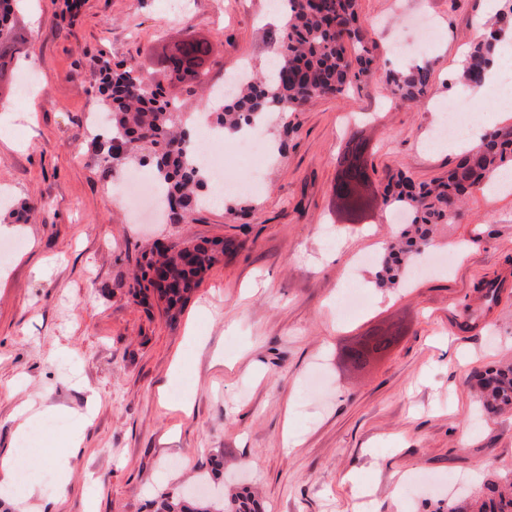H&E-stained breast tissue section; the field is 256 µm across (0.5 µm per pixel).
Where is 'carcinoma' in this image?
<instances>
[{"instance_id":"obj_1","label":"carcinoma","mask_w":512,"mask_h":512,"mask_svg":"<svg viewBox=\"0 0 512 512\" xmlns=\"http://www.w3.org/2000/svg\"><path fill=\"white\" fill-rule=\"evenodd\" d=\"M21 0H0V83L16 88L22 38L17 30V12ZM512 27V0L488 20L483 32L471 45L461 64L460 78L469 85L483 81L496 54L501 33ZM280 60L274 78L255 75L240 83L234 93L217 106L206 100L208 118L214 127L235 132L257 126L262 115L295 112L311 99L342 95L371 70L373 58L364 44L357 12V0H286L284 22L280 30ZM198 56L205 66L189 78L198 86L206 83L210 47L204 41L191 40L163 56L159 73L171 79L182 60ZM99 102L106 112L104 130L94 136V144L107 168L114 171L129 162L151 168L155 183L164 192V207L175 204L180 212L168 219L178 223L199 204L197 190L208 185L209 170L192 148L190 124L195 117L180 111L166 99L162 83L150 88L134 69L106 59L98 67ZM391 92L408 102L420 101L432 84L430 62L387 74ZM366 143L351 138L337 158L338 176L332 193L338 207L349 216V223L367 206L370 174L364 161ZM512 167V124L494 129L481 143L468 150L448 171L447 179L435 183H414L397 172L384 187L388 205L414 214L413 232L403 235L399 247H390L383 256L386 278L380 285L393 283L396 271L411 255L422 253L432 241L433 226L448 224L455 216L460 199L472 189L486 186L491 174ZM233 239L196 243L190 256L179 245L146 257L140 274L134 277L133 297L148 299V292L165 302L166 313L181 309L203 275L226 254L236 251ZM163 266L170 274L164 287L150 289L151 272ZM399 330L378 329L361 344L350 349L352 364L361 366L373 354L388 350ZM469 381L479 394L483 411L497 415L512 411V364H501L474 373ZM155 512H259L260 502L243 489L227 500L191 499L174 491L158 494ZM448 512H512V470L494 473L481 487L466 496L448 502Z\"/></svg>"}]
</instances>
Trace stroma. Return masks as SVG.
Returning <instances> with one entry per match:
<instances>
[{
    "label": "stroma",
    "instance_id": "stroma-1",
    "mask_svg": "<svg viewBox=\"0 0 512 512\" xmlns=\"http://www.w3.org/2000/svg\"><path fill=\"white\" fill-rule=\"evenodd\" d=\"M25 0V55L40 94L11 96L0 132V187L42 203L34 222L0 234V454L21 449L19 406L48 410L35 429L27 479L36 494L11 512H152L167 487L192 486L210 461L242 484L263 512H448L459 483L512 466V414L480 418L472 373L512 359V192L473 190L434 252L444 270L377 285L380 254L400 230L375 197L361 223H344L331 188L336 158L355 135L369 143L375 185L396 172L429 182L458 152L426 143L428 100L393 95L390 70L407 69L396 44H415L409 14L431 18L430 98L448 100L476 40L487 0H358L371 73L342 96L318 97L266 126L279 154L262 163L247 216L201 207L181 224L134 217L120 185L129 164L106 171L86 123L96 109V58L157 77L167 43L207 39L210 83L241 63L258 65L276 44L281 17L267 0ZM231 238L183 310L168 316L130 293L136 259L154 245ZM370 298L342 318L351 282ZM493 282L496 300L482 286ZM400 322L404 336L362 368L344 352L375 328ZM183 392L169 390L176 367ZM81 445L72 449L70 437ZM68 457L60 486L48 457Z\"/></svg>",
    "mask_w": 512,
    "mask_h": 512
}]
</instances>
